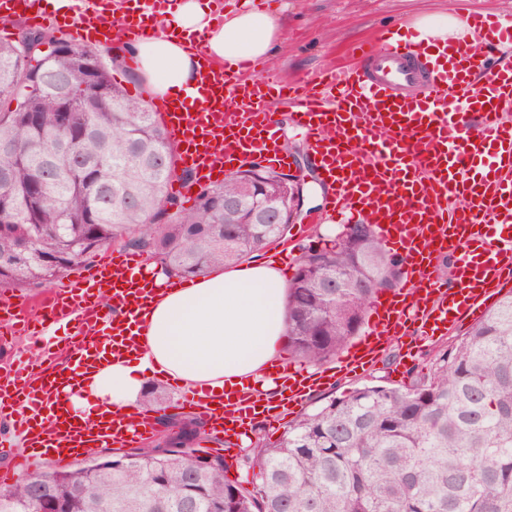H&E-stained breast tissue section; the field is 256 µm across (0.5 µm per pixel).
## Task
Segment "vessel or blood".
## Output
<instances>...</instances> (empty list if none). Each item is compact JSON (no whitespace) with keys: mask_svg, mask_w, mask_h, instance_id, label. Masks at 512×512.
Listing matches in <instances>:
<instances>
[{"mask_svg":"<svg viewBox=\"0 0 512 512\" xmlns=\"http://www.w3.org/2000/svg\"><path fill=\"white\" fill-rule=\"evenodd\" d=\"M0 10L34 26L50 19L41 0H0ZM454 44L435 43L414 63L388 31L358 62L287 83L293 120L310 138L315 169L328 188L326 212L339 222L361 219L383 242L403 252L404 285L380 301L366 336L339 360L338 369L282 367L278 399L238 397L233 417L195 394L181 404L200 408L233 446L255 420L277 421L337 375L361 373L389 339L409 347L446 336L462 320L479 319L500 289L512 282V61H493L489 47L512 48V14L475 15ZM75 42L106 46L148 34L139 21L114 28L103 10L79 12L65 23ZM199 83L205 106L156 98L150 106L164 121L180 160L197 181H222L248 156L287 166L274 131L269 78L255 65L236 69L204 64ZM453 261L449 288L439 271ZM137 254L107 251L103 261L52 292L40 315L16 313L0 301V333L40 336L51 325H73L67 366L44 374L37 362L0 371V425L21 441L26 461L78 458L97 448L137 447L155 435L141 412L113 414L89 430L61 401L79 370L98 367L134 345L133 324L152 297ZM111 294L113 303L99 301Z\"/></svg>","mask_w":512,"mask_h":512,"instance_id":"b4317fda","label":"vessel or blood"}]
</instances>
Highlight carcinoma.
<instances>
[{
	"instance_id": "carcinoma-1",
	"label": "carcinoma",
	"mask_w": 512,
	"mask_h": 512,
	"mask_svg": "<svg viewBox=\"0 0 512 512\" xmlns=\"http://www.w3.org/2000/svg\"><path fill=\"white\" fill-rule=\"evenodd\" d=\"M0 40V288H32L112 245L167 277L249 259L288 225L250 200L285 204L280 173L240 171L183 207L169 192L178 153L159 113L115 81L93 48L46 28ZM48 38L56 51L43 52ZM402 260L370 224L302 247L285 299L289 352L310 366L341 351ZM391 387L365 382L299 410L274 442L241 458L249 485L216 455L195 460L205 423L162 448H131L118 469H36L0 487V512H36L43 488L63 512H512V292Z\"/></svg>"
}]
</instances>
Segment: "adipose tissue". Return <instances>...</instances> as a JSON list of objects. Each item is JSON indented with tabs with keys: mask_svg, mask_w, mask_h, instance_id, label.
<instances>
[{
	"mask_svg": "<svg viewBox=\"0 0 512 512\" xmlns=\"http://www.w3.org/2000/svg\"><path fill=\"white\" fill-rule=\"evenodd\" d=\"M211 0H172L158 19L162 30L131 45L136 76L158 96L199 104V60L191 47L204 35V51L216 61L270 59L281 39L277 15L245 4L213 13ZM156 297L136 332L138 346L81 376L66 405L76 421L90 426L102 409H138L150 379L168 380L201 397L243 388L272 398L269 375L284 347L285 288L266 264L218 268L184 288H170L152 275Z\"/></svg>",
	"mask_w": 512,
	"mask_h": 512,
	"instance_id": "adipose-tissue-1",
	"label": "adipose tissue"
}]
</instances>
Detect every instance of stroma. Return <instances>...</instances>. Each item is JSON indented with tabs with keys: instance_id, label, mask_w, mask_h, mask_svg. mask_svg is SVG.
<instances>
[{
	"instance_id": "1",
	"label": "stroma",
	"mask_w": 512,
	"mask_h": 512,
	"mask_svg": "<svg viewBox=\"0 0 512 512\" xmlns=\"http://www.w3.org/2000/svg\"><path fill=\"white\" fill-rule=\"evenodd\" d=\"M264 11L279 16L283 40L267 71L279 80L305 77L335 66L350 55L357 45L371 40L379 30L412 31L420 18L445 14L465 19L472 14L512 12V0H265ZM276 128L283 148L289 156L290 171L305 178L303 207L310 210V221L291 225L286 244L261 250L260 258L277 263L287 260L284 278H292L300 247L316 234L330 233L332 224L319 222L328 188L317 176L311 161L307 136L292 120L287 100L276 104ZM284 424L258 423L249 427L246 440L238 442L226 455L229 480L245 482L253 472L240 464L241 457L260 439H278Z\"/></svg>"
}]
</instances>
